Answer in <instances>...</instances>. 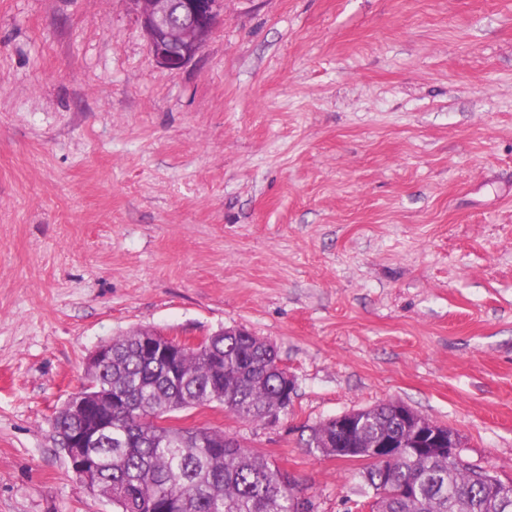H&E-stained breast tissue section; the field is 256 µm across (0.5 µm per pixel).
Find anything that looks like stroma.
Here are the masks:
<instances>
[{
  "mask_svg": "<svg viewBox=\"0 0 512 512\" xmlns=\"http://www.w3.org/2000/svg\"><path fill=\"white\" fill-rule=\"evenodd\" d=\"M276 344V424L212 409L314 512L310 429L397 401L512 481V0H224L152 56L128 0H0V512H112L50 420L139 328Z\"/></svg>",
  "mask_w": 512,
  "mask_h": 512,
  "instance_id": "stroma-1",
  "label": "stroma"
}]
</instances>
